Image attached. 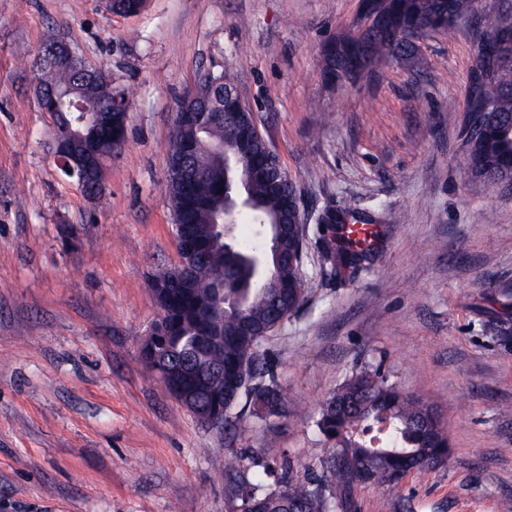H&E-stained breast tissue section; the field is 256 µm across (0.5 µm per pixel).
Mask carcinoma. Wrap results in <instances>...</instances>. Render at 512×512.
<instances>
[{"label": "carcinoma", "instance_id": "cac0c4a2", "mask_svg": "<svg viewBox=\"0 0 512 512\" xmlns=\"http://www.w3.org/2000/svg\"><path fill=\"white\" fill-rule=\"evenodd\" d=\"M393 9L389 24L402 30L421 21L433 28L451 30L466 22L474 11V0H447L448 9L441 12L438 0H391ZM344 35L324 49V62L331 72L342 65ZM373 53L382 60L408 61L415 49L382 40L372 45ZM235 86L233 72L203 75L195 94L202 98L219 95L224 88ZM480 96L490 101L499 120L495 122L477 152L485 165L495 170L512 168V138L505 127L512 121V67L490 77L480 87ZM253 121L252 113L222 128L206 126L177 129L167 145L168 166H173L183 151L193 149V165L200 176L189 191L183 181L168 179L167 195L174 224L184 236L203 246V255L195 266L188 290L171 288L166 303L170 321L155 329L154 339L143 353L150 370L161 382L172 370L187 368L191 376L186 386L196 393V411L224 407V422L231 415L240 418L249 409L279 414L285 402V391L278 381L267 353L261 348L262 338H240L231 335L243 322L256 329L272 328L281 318H290L304 303L306 277L303 270L305 240L292 227L284 229L281 245L296 255L295 261L278 265L270 251L271 236L276 234L275 220L281 212L289 180L274 187L265 161L268 157L265 139L257 138L247 152L237 147L240 125ZM102 149L111 154L126 141L124 122L115 120L98 133ZM234 203V224H249L252 237L237 234L224 239L215 224ZM359 220L369 215L359 210L338 211L327 206L318 217L325 229L320 236L323 263L337 277L350 276L367 268L371 253L349 251L336 241L340 215ZM229 280L227 292L236 295V304L219 307L213 316L217 338L208 343L197 340L196 322L202 308L213 301L216 285ZM233 366L247 375L248 386L234 399H221L206 387L218 367ZM433 408L427 402L402 394L388 382L381 368H361L347 377L336 392L323 402L314 420L315 426L331 447L330 455H339L344 465L337 469L322 464L319 474L285 477L277 466L259 457L248 456L244 469L228 474L229 512H288V505L298 503L303 512H355V486L350 476L371 473L376 484L391 491L401 484L400 460L404 456L429 458L442 467L448 453L439 438L443 431L435 421Z\"/></svg>", "mask_w": 512, "mask_h": 512}]
</instances>
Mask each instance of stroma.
Wrapping results in <instances>:
<instances>
[{
  "label": "stroma",
  "mask_w": 512,
  "mask_h": 512,
  "mask_svg": "<svg viewBox=\"0 0 512 512\" xmlns=\"http://www.w3.org/2000/svg\"><path fill=\"white\" fill-rule=\"evenodd\" d=\"M425 33L412 64L327 85L323 49L359 0H0V512H227L226 469L289 457L317 472L313 421L353 370L379 366L428 402L445 467L396 493L356 489L358 512H512V190L474 180L464 151L476 24ZM65 38L131 91L127 139L99 196L56 165L57 122L35 59ZM231 70L305 213L303 308L265 338L288 408L202 425L145 364L151 277L178 262L166 191L177 107ZM390 231L370 266L333 276L324 206Z\"/></svg>",
  "instance_id": "35a3bbf8"
}]
</instances>
